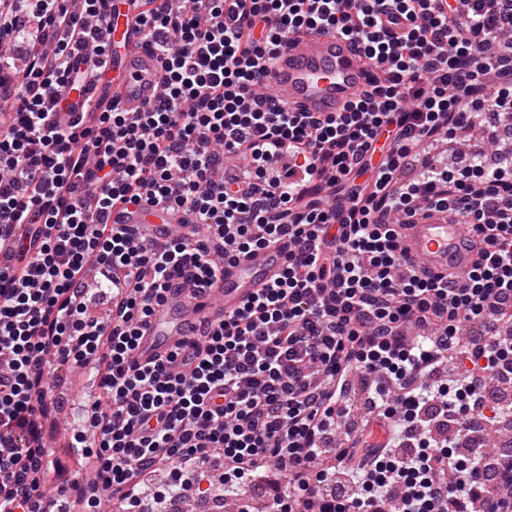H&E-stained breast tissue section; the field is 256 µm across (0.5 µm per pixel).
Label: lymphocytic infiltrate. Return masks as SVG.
Segmentation results:
<instances>
[{
    "label": "lymphocytic infiltrate",
    "instance_id": "obj_1",
    "mask_svg": "<svg viewBox=\"0 0 512 512\" xmlns=\"http://www.w3.org/2000/svg\"><path fill=\"white\" fill-rule=\"evenodd\" d=\"M173 2L141 0L135 19L162 59L156 105L105 93L64 127L65 90L112 85V0H0V512H98L100 492L135 500L160 464L196 491L218 457L225 491L250 478L273 512H512V461L473 425L512 414L492 387L512 375V151L399 178L440 136L512 120V0ZM302 31L369 60L344 111L257 96ZM144 201L182 209L188 233L111 223ZM421 205L467 224L465 274L405 258L397 219ZM216 236L228 260L281 246L279 278L140 364L171 281L218 270ZM452 353L457 375L439 379ZM64 364L93 371L74 439L94 454L49 493L42 426ZM355 374L395 434L318 468Z\"/></svg>",
    "mask_w": 512,
    "mask_h": 512
}]
</instances>
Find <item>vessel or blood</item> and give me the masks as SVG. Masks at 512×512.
I'll list each match as a JSON object with an SVG mask.
<instances>
[{"label": "vessel or blood", "instance_id": "obj_1", "mask_svg": "<svg viewBox=\"0 0 512 512\" xmlns=\"http://www.w3.org/2000/svg\"><path fill=\"white\" fill-rule=\"evenodd\" d=\"M130 0H114L110 39L116 50L112 59L115 78L112 92L127 112H140L159 95L162 62L129 21ZM369 74L363 56L348 39L334 33H314L292 41L277 53L261 89L267 96L285 101L293 112H341L366 87ZM85 91H65L54 114L69 122L81 111ZM112 219L121 224H150L170 233L183 223L182 211L148 201L127 209H114ZM401 247L410 259L433 271L468 270L474 253L468 234L447 211L430 209L402 217L398 227ZM283 252L276 247L257 250L225 263L206 283L179 279L156 307L136 349L140 362L154 361L176 341L199 337L207 328L236 312L260 288L280 273Z\"/></svg>", "mask_w": 512, "mask_h": 512}]
</instances>
